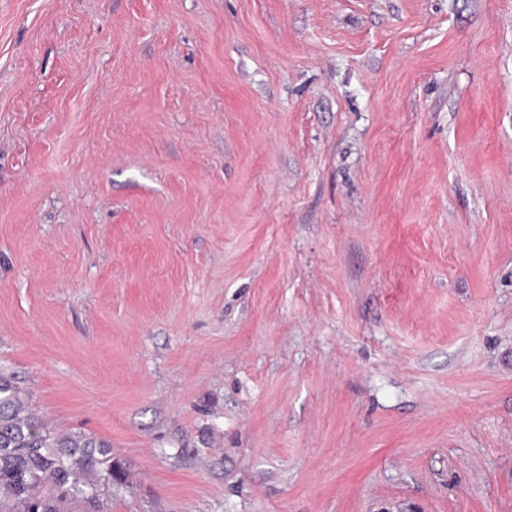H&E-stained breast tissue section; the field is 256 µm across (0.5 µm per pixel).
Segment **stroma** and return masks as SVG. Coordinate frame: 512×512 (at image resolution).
<instances>
[{"label":"stroma","mask_w":512,"mask_h":512,"mask_svg":"<svg viewBox=\"0 0 512 512\" xmlns=\"http://www.w3.org/2000/svg\"><path fill=\"white\" fill-rule=\"evenodd\" d=\"M0 373L101 512H512V0H0Z\"/></svg>","instance_id":"stroma-1"}]
</instances>
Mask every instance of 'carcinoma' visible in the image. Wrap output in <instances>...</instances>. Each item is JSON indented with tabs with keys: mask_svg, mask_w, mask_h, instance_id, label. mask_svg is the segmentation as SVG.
<instances>
[{
	"mask_svg": "<svg viewBox=\"0 0 512 512\" xmlns=\"http://www.w3.org/2000/svg\"><path fill=\"white\" fill-rule=\"evenodd\" d=\"M111 448L85 433H60L34 413L26 396L0 374V500L22 512H59V501L96 502L116 479Z\"/></svg>",
	"mask_w": 512,
	"mask_h": 512,
	"instance_id": "obj_1",
	"label": "carcinoma"
}]
</instances>
